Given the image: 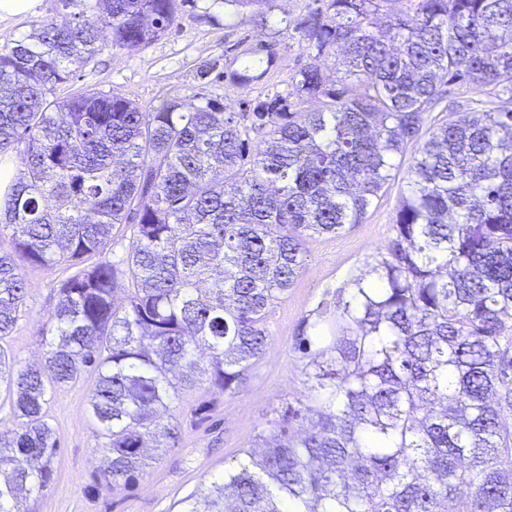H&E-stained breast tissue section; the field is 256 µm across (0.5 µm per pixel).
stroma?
<instances>
[{"mask_svg": "<svg viewBox=\"0 0 512 512\" xmlns=\"http://www.w3.org/2000/svg\"><path fill=\"white\" fill-rule=\"evenodd\" d=\"M314 7V0H271L257 18L230 0H178L176 21L165 34L142 49L119 50L104 41L94 62L58 84L54 96L64 100L80 92L114 93L148 111L166 100L197 95L240 112L257 100L284 94L292 110L316 109L318 100L298 99L288 87L290 76L309 60L298 24ZM92 14L88 0H40L35 12L0 20V48L43 22L62 24ZM256 54L268 61L265 73L238 82L244 62ZM401 185V176H393L362 224L307 240L306 269L288 294L270 307V342L248 371L243 388L219 398L200 425L191 424L188 414L207 399L205 388L183 393L177 411L178 447L151 463L130 487L113 490L99 478V439L88 410L91 380L59 391L47 407L60 441L53 481L43 494L30 497L27 512H177L179 501L200 482L222 475L251 447L273 409L305 395L304 360L292 348L296 328L326 290L341 287L363 270L368 255L385 250L393 235ZM21 272L28 282L26 305L5 343L25 365L42 356L40 331L54 311L63 272L29 266Z\"/></svg>", "mask_w": 512, "mask_h": 512, "instance_id": "obj_1", "label": "stroma"}]
</instances>
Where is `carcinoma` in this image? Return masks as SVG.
Listing matches in <instances>:
<instances>
[{
  "label": "carcinoma",
  "mask_w": 512,
  "mask_h": 512,
  "mask_svg": "<svg viewBox=\"0 0 512 512\" xmlns=\"http://www.w3.org/2000/svg\"><path fill=\"white\" fill-rule=\"evenodd\" d=\"M98 2L0 49V162L16 163L0 195V341L26 303L21 266L70 272L44 363L19 367L0 346L16 424L0 438V512L52 482L45 406L60 388L93 379L112 489L176 447L182 392H240L307 237L362 223L411 144L386 253L298 325L306 395L179 512H512V109L495 105L512 101V0H415L383 26L390 0H329L298 24L310 61L290 78L313 112L283 95L249 112L54 98L103 31L132 49L176 20L177 0ZM443 84L491 92L472 112L448 99L424 130ZM118 224L132 242L114 261Z\"/></svg>",
  "instance_id": "carcinoma-1"
}]
</instances>
